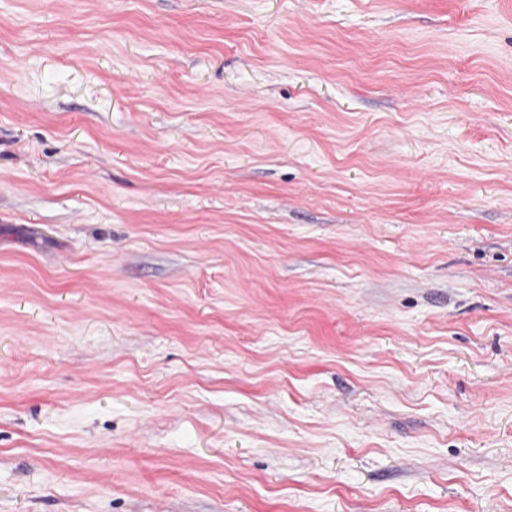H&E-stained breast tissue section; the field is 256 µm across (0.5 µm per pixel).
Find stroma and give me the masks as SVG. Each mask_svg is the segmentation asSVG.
<instances>
[{
  "instance_id": "stroma-1",
  "label": "stroma",
  "mask_w": 512,
  "mask_h": 512,
  "mask_svg": "<svg viewBox=\"0 0 512 512\" xmlns=\"http://www.w3.org/2000/svg\"><path fill=\"white\" fill-rule=\"evenodd\" d=\"M0 512H512V0H0Z\"/></svg>"
}]
</instances>
